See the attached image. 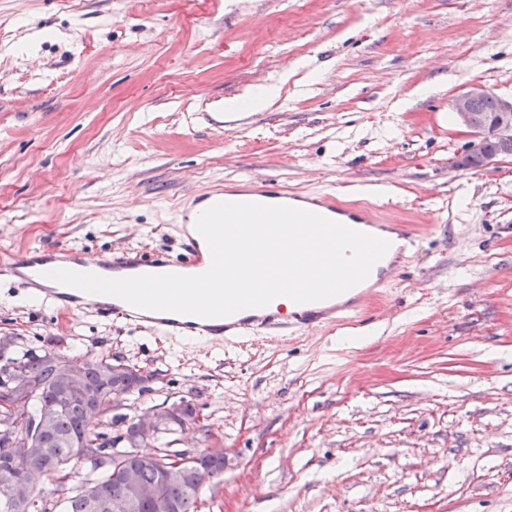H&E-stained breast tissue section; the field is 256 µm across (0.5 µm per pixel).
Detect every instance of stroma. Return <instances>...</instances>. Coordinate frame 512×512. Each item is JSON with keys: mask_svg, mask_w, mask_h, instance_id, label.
I'll use <instances>...</instances> for the list:
<instances>
[{"mask_svg": "<svg viewBox=\"0 0 512 512\" xmlns=\"http://www.w3.org/2000/svg\"><path fill=\"white\" fill-rule=\"evenodd\" d=\"M472 82L512 95V0H0V259L175 254L196 195L264 177L415 238L359 319L220 344L2 278L7 355L152 374L130 417L193 400L199 512H512V161L455 167Z\"/></svg>", "mask_w": 512, "mask_h": 512, "instance_id": "stroma-1", "label": "stroma"}]
</instances>
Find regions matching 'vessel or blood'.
<instances>
[{
	"instance_id": "vessel-or-blood-1",
	"label": "vessel or blood",
	"mask_w": 512,
	"mask_h": 512,
	"mask_svg": "<svg viewBox=\"0 0 512 512\" xmlns=\"http://www.w3.org/2000/svg\"><path fill=\"white\" fill-rule=\"evenodd\" d=\"M250 194L253 200L263 205H287L314 210L333 222L349 227L355 224L372 225L373 217L367 211L354 209L337 199L335 193L324 192L315 196L289 194L287 188L274 181L254 183ZM213 196L196 198L182 216V239L184 251L178 258L157 256L149 260L116 257L100 262V273L106 277H130L145 274L175 273L197 275L205 272L211 264V254L204 238L196 231L195 221L201 210L212 206ZM84 258L80 248L60 245L46 251H27L0 262V275L18 281L22 286L43 289L41 267L46 263L82 265ZM47 296L64 314L93 310L124 316L127 320L148 325L168 336H180L193 332L211 342L223 341L224 337L237 336L253 330L292 329L310 330L332 317L340 321L355 318L357 311L354 299L339 302L329 298L323 301L300 304L291 316H283L277 303L252 309L249 313H235L228 317L201 318L175 312L139 310L121 299L89 294L75 288L45 289Z\"/></svg>"
}]
</instances>
